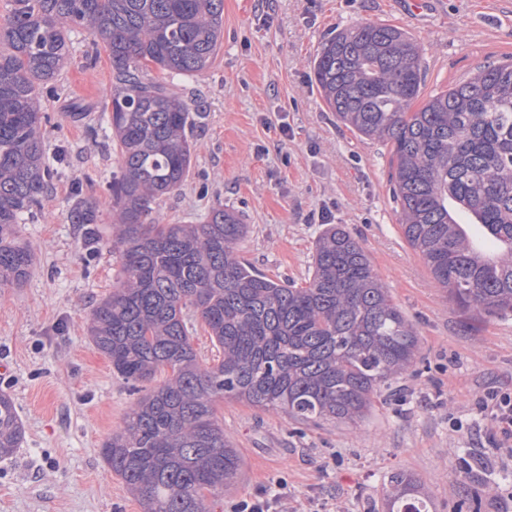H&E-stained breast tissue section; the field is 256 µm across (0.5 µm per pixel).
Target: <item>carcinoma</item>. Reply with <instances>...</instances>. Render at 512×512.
Masks as SVG:
<instances>
[{
	"instance_id": "cac0c4a2",
	"label": "carcinoma",
	"mask_w": 512,
	"mask_h": 512,
	"mask_svg": "<svg viewBox=\"0 0 512 512\" xmlns=\"http://www.w3.org/2000/svg\"><path fill=\"white\" fill-rule=\"evenodd\" d=\"M0 29V289L33 269L17 225L41 207L54 176L41 132L43 95L79 28L100 38L112 90L99 126L119 148L107 185L112 249L121 278L90 317L94 346L140 393L102 450L108 472L140 498L143 512H209L236 482L241 458L224 437L217 402L232 398L279 410L302 424L355 425L380 387L416 362L419 329L394 303L358 241L342 226L316 244L304 287L273 279L237 255L247 225L215 208L204 224H163L161 197L191 168L190 107L165 84L206 70L220 45L224 0H17ZM422 49L404 29L362 24L342 30L314 60L330 111L366 139L391 144L390 190L408 244L436 285L473 314L512 312V63L489 66L420 109ZM92 108L71 104L84 124ZM496 243L488 254L461 217ZM70 221L100 246L98 204L77 200ZM198 317L219 352L200 360ZM160 371L166 379L143 383ZM24 426L0 393V458L20 447ZM386 512H430L406 473L391 477Z\"/></svg>"
}]
</instances>
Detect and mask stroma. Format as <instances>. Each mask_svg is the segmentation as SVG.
<instances>
[{
  "label": "stroma",
  "instance_id": "obj_1",
  "mask_svg": "<svg viewBox=\"0 0 512 512\" xmlns=\"http://www.w3.org/2000/svg\"><path fill=\"white\" fill-rule=\"evenodd\" d=\"M390 24L423 49L413 103L512 61V0H224V33L211 67L175 78L198 117L189 176L160 199L166 224H201L212 208L239 214L240 257L268 276L305 286L316 242L332 224L365 249L394 302L420 331L416 365L382 387L354 426L300 425L280 411L218 402L224 433L241 455L238 481L212 512L283 482L295 512H383L389 478L404 472L432 512H512V451L495 447L475 409L485 390L512 391V314L474 316L453 305L407 243L389 186L391 146L337 121L315 82L314 60L336 31ZM70 58L45 98L48 153L61 154L42 204L19 225L34 272L0 290V390L25 427L21 448L0 460V512H142L100 449L135 401L87 331L95 305L120 279L111 246L87 252L75 199L99 202L119 157L103 135L65 118L82 99L103 109L112 63L93 38L70 33Z\"/></svg>",
  "mask_w": 512,
  "mask_h": 512
}]
</instances>
